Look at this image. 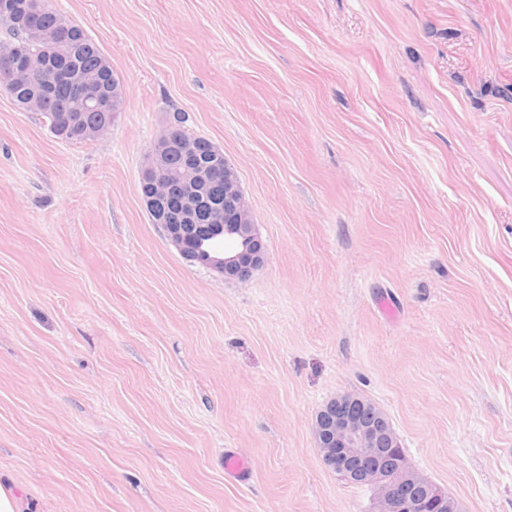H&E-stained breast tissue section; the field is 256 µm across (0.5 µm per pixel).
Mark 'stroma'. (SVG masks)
<instances>
[{"label": "stroma", "mask_w": 512, "mask_h": 512, "mask_svg": "<svg viewBox=\"0 0 512 512\" xmlns=\"http://www.w3.org/2000/svg\"><path fill=\"white\" fill-rule=\"evenodd\" d=\"M52 5L125 103L75 143L0 91L21 512H367L313 435L344 394L464 512H512V0ZM177 112L237 173L248 281L183 259L141 198ZM224 473L229 479L245 482L249 477L250 466L240 455L228 452L224 456Z\"/></svg>", "instance_id": "1"}]
</instances>
